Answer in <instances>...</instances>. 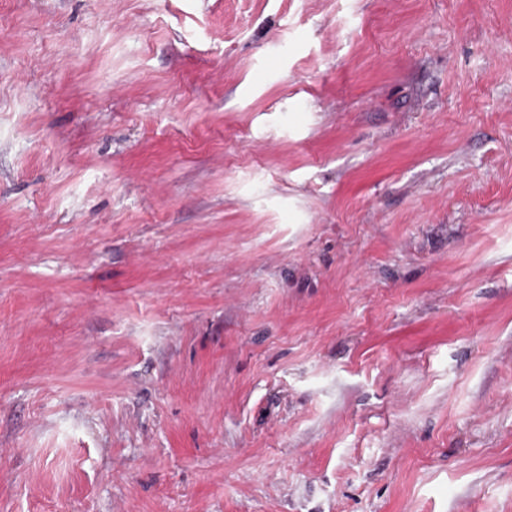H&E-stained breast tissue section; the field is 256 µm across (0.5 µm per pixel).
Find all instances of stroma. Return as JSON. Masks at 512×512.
Wrapping results in <instances>:
<instances>
[{
  "instance_id": "1",
  "label": "stroma",
  "mask_w": 512,
  "mask_h": 512,
  "mask_svg": "<svg viewBox=\"0 0 512 512\" xmlns=\"http://www.w3.org/2000/svg\"><path fill=\"white\" fill-rule=\"evenodd\" d=\"M0 512H512V0H0Z\"/></svg>"
}]
</instances>
